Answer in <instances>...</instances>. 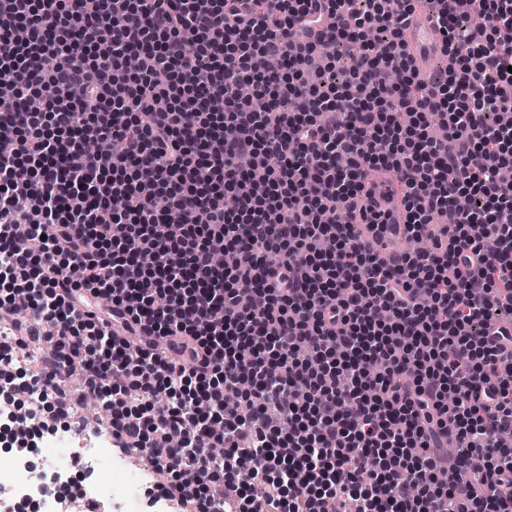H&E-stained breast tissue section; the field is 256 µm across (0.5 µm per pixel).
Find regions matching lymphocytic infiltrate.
<instances>
[{"label": "lymphocytic infiltrate", "instance_id": "lymphocytic-infiltrate-1", "mask_svg": "<svg viewBox=\"0 0 512 512\" xmlns=\"http://www.w3.org/2000/svg\"><path fill=\"white\" fill-rule=\"evenodd\" d=\"M412 2L0 0V367L52 342L179 512H512V0H429L425 85ZM414 2L415 9L404 30L405 44L410 56L413 58L419 71H422L428 63L436 58L429 68L420 73V78L428 77V82L444 74L447 61L445 57L444 42L435 32L427 12H421Z\"/></svg>", "mask_w": 512, "mask_h": 512}]
</instances>
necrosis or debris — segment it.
Wrapping results in <instances>:
<instances>
[{"instance_id": "1", "label": "necrosis or debris", "mask_w": 512, "mask_h": 512, "mask_svg": "<svg viewBox=\"0 0 512 512\" xmlns=\"http://www.w3.org/2000/svg\"><path fill=\"white\" fill-rule=\"evenodd\" d=\"M11 397L0 396V421H9L17 408L33 410L24 430L15 431V446L9 465L0 476V491L15 499L14 512H78L80 505L112 502V487L100 477L103 458L113 453L112 436L96 423L58 427L54 419L40 412L44 391L35 378L17 381ZM56 445L72 448L80 467L78 472L58 467L42 457L41 451Z\"/></svg>"}]
</instances>
